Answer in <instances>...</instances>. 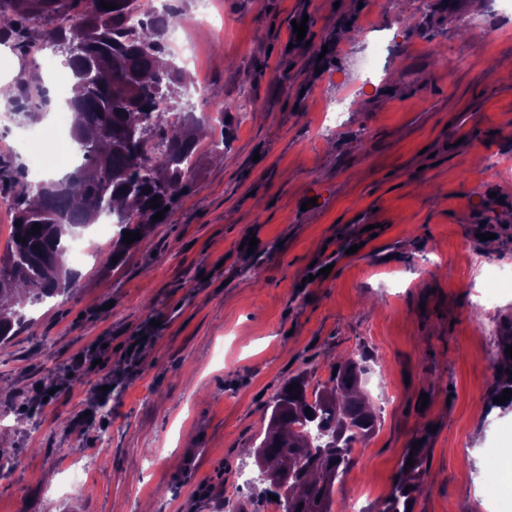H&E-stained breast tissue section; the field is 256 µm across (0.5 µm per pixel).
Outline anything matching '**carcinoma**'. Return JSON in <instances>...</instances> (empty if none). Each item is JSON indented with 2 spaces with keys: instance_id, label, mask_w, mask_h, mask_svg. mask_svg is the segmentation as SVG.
Masks as SVG:
<instances>
[{
  "instance_id": "obj_1",
  "label": "carcinoma",
  "mask_w": 512,
  "mask_h": 512,
  "mask_svg": "<svg viewBox=\"0 0 512 512\" xmlns=\"http://www.w3.org/2000/svg\"><path fill=\"white\" fill-rule=\"evenodd\" d=\"M105 2L116 8L107 10L100 0H0V41L33 51L45 41L33 20L56 15L63 22L52 30L51 42L83 44L81 53L65 55L75 78L67 99L73 113L69 136L82 152V164L64 178L18 190L0 171V197L11 202L13 220L19 222L11 225L0 258V282L15 285L0 290V343L32 321L24 312L27 305L72 290L76 279L67 254L76 234L104 214L115 216L121 230L143 234L157 224L152 216L158 209L173 206L192 185L200 135L181 102L184 71L172 61L160 62L167 24L154 19L130 27L127 19L137 0ZM18 91L24 94L23 116L35 118L46 102L38 75L21 77L0 95L15 103ZM160 101L163 112L157 109ZM171 111L177 112L175 125ZM155 196L158 209L151 203ZM35 224L41 225L36 235ZM508 345L512 335L494 355V397L512 389ZM291 384L300 388L290 392ZM360 385L359 363L348 359L326 382L312 387L307 377L297 376L270 399L269 424L255 454L263 456L272 475L288 478L287 484L274 486L279 512H333V490L353 464L352 448L377 427ZM407 452L413 453L414 464H402L378 512H412L409 502L419 491L425 457L422 448Z\"/></svg>"
}]
</instances>
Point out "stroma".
<instances>
[{
    "label": "stroma",
    "mask_w": 512,
    "mask_h": 512,
    "mask_svg": "<svg viewBox=\"0 0 512 512\" xmlns=\"http://www.w3.org/2000/svg\"><path fill=\"white\" fill-rule=\"evenodd\" d=\"M194 6L176 0L203 64L192 109L225 107L226 149L211 152L205 129L166 223L113 266L102 244L70 293L0 343V512H269L254 455L269 400L349 357L378 424L335 512L353 499L376 512L417 441L413 512H490L487 484L512 496V456L483 455L512 423L487 409L512 288L479 296L488 268L512 272V26L490 36L497 0L421 14L414 0H213L203 22ZM302 16L309 38L290 45ZM346 81L370 87L347 100ZM322 98L345 101L324 130ZM53 109L29 120L0 100L12 178L31 180L20 136Z\"/></svg>",
    "instance_id": "obj_1"
}]
</instances>
